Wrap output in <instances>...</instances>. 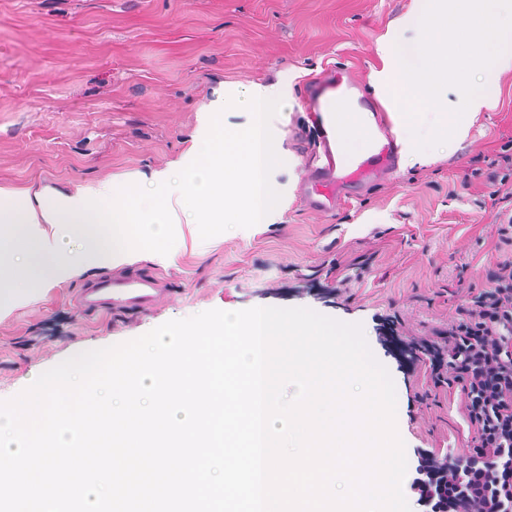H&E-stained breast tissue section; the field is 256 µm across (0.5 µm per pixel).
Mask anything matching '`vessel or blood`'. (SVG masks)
<instances>
[{"label": "vessel or blood", "mask_w": 512, "mask_h": 512, "mask_svg": "<svg viewBox=\"0 0 512 512\" xmlns=\"http://www.w3.org/2000/svg\"><path fill=\"white\" fill-rule=\"evenodd\" d=\"M313 109L319 113L353 112L354 86L344 74H337L329 91L319 97ZM360 149L348 147L343 136L325 140L323 152L318 157V176L307 187L303 201L311 209L326 212L333 210L341 188L352 182L368 181L377 169L391 166L398 154L396 140L381 141L375 132L359 134ZM162 296L155 280L148 277L117 273L86 288L82 303L94 310L109 306L116 310L150 309Z\"/></svg>", "instance_id": "vessel-or-blood-1"}]
</instances>
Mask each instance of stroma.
<instances>
[{
    "mask_svg": "<svg viewBox=\"0 0 512 512\" xmlns=\"http://www.w3.org/2000/svg\"><path fill=\"white\" fill-rule=\"evenodd\" d=\"M413 0H0V189L49 185L73 193L128 174L152 187L199 154L212 113L241 130L253 84H281L271 121L282 195L266 223L225 232L219 245L177 248L169 266L134 272L167 281L156 308L86 315L82 282L52 289L0 321V401L37 373L85 351L141 336L172 319L220 309L306 307L358 323L392 376L406 481L420 453L463 451L475 431L457 391L434 387L420 340L465 319L488 272L512 261V228L499 234L486 159L512 139V70L497 103L466 139L435 159L400 154L371 183L345 186L336 208H307L304 159L317 142L305 103L336 71L358 82L367 105L378 41L416 44L401 25ZM240 103L225 107L224 88Z\"/></svg>",
    "mask_w": 512,
    "mask_h": 512,
    "instance_id": "stroma-1",
    "label": "stroma"
}]
</instances>
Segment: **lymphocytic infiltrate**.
I'll return each instance as SVG.
<instances>
[{
  "mask_svg": "<svg viewBox=\"0 0 512 512\" xmlns=\"http://www.w3.org/2000/svg\"><path fill=\"white\" fill-rule=\"evenodd\" d=\"M491 201L498 216L512 219V152L491 160ZM471 319L448 329L445 346L431 363L436 383L459 387L475 444L464 463L449 461L441 480L447 502L463 496L484 512H512V261L500 262L473 299Z\"/></svg>",
  "mask_w": 512,
  "mask_h": 512,
  "instance_id": "lymphocytic-infiltrate-1",
  "label": "lymphocytic infiltrate"
}]
</instances>
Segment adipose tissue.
<instances>
[{
    "mask_svg": "<svg viewBox=\"0 0 512 512\" xmlns=\"http://www.w3.org/2000/svg\"><path fill=\"white\" fill-rule=\"evenodd\" d=\"M111 197L106 186L92 199L50 186L0 192V315L99 269L169 261L179 223L146 221L136 201L113 208Z\"/></svg>",
    "mask_w": 512,
    "mask_h": 512,
    "instance_id": "adipose-tissue-1",
    "label": "adipose tissue"
}]
</instances>
